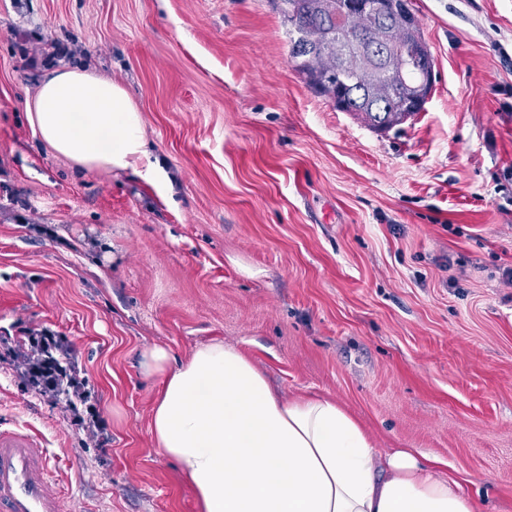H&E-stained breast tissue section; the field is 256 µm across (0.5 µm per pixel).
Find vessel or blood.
<instances>
[{"label":"vessel or blood","instance_id":"b4317fda","mask_svg":"<svg viewBox=\"0 0 512 512\" xmlns=\"http://www.w3.org/2000/svg\"><path fill=\"white\" fill-rule=\"evenodd\" d=\"M0 512H70L35 434L0 429Z\"/></svg>","mask_w":512,"mask_h":512}]
</instances>
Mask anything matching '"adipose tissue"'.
<instances>
[{
	"label": "adipose tissue",
	"mask_w": 512,
	"mask_h": 512,
	"mask_svg": "<svg viewBox=\"0 0 512 512\" xmlns=\"http://www.w3.org/2000/svg\"><path fill=\"white\" fill-rule=\"evenodd\" d=\"M31 128L85 171L163 177L126 87L80 68L45 73L26 102ZM162 386L151 433L192 486L201 512H476L437 458L381 451L335 400L282 396L247 356L221 341L175 360L146 349Z\"/></svg>",
	"instance_id": "ef3b65f1"
}]
</instances>
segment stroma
Instances as JSON below:
<instances>
[{"label": "stroma", "mask_w": 512, "mask_h": 512, "mask_svg": "<svg viewBox=\"0 0 512 512\" xmlns=\"http://www.w3.org/2000/svg\"><path fill=\"white\" fill-rule=\"evenodd\" d=\"M423 111L380 133L316 94L271 0H0V427L77 512H200L139 360L220 340L377 447L512 512V0H409ZM122 82L168 180L81 171L29 126L45 71ZM71 349L97 432L14 355ZM30 351V383L42 395L53 397L59 375L47 362L52 350L63 344L59 336L45 333H34L28 336Z\"/></svg>", "instance_id": "1"}]
</instances>
